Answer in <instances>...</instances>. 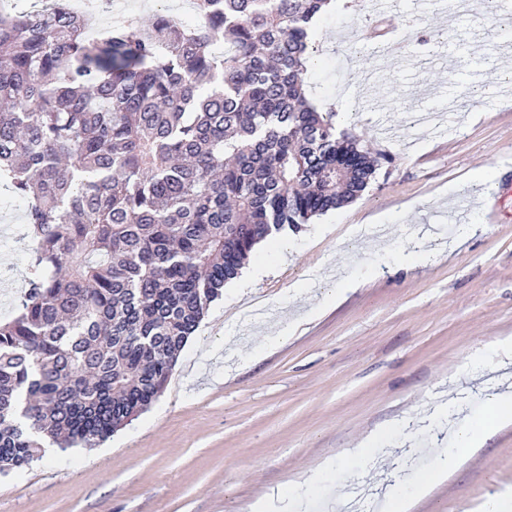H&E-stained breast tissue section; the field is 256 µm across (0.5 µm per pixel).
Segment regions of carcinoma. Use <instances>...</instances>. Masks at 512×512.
<instances>
[{
  "instance_id": "1",
  "label": "carcinoma",
  "mask_w": 512,
  "mask_h": 512,
  "mask_svg": "<svg viewBox=\"0 0 512 512\" xmlns=\"http://www.w3.org/2000/svg\"><path fill=\"white\" fill-rule=\"evenodd\" d=\"M329 0H196L99 40L68 0L0 5V185L29 200V289L0 320V473L91 448L159 397L257 244L377 160L305 97Z\"/></svg>"
}]
</instances>
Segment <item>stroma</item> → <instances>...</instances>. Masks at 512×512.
Segmentation results:
<instances>
[{
    "label": "stroma",
    "mask_w": 512,
    "mask_h": 512,
    "mask_svg": "<svg viewBox=\"0 0 512 512\" xmlns=\"http://www.w3.org/2000/svg\"><path fill=\"white\" fill-rule=\"evenodd\" d=\"M384 11H323L306 73L307 98L378 161L362 197L259 243L248 263L270 275L225 286L149 409L0 475V512H252L277 486L280 512H340L432 470L456 428L512 396V196L497 223L477 209L485 187L512 188V12ZM378 25L408 39L402 56L364 39ZM25 211L0 190L2 318L25 290ZM376 430L389 438L354 458ZM509 491L512 423L409 512H480Z\"/></svg>",
    "instance_id": "35a3bbf8"
}]
</instances>
